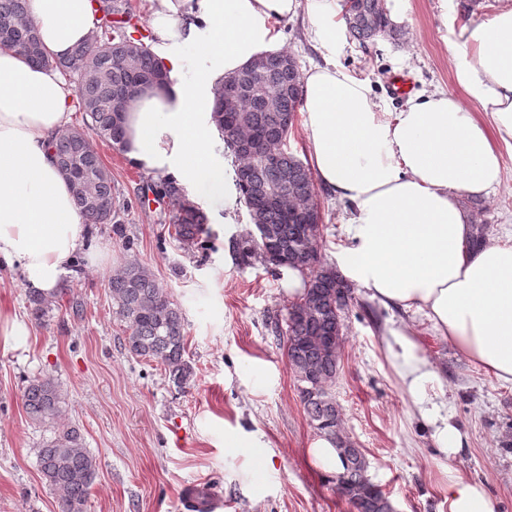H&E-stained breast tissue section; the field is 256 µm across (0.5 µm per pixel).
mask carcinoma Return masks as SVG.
Returning a JSON list of instances; mask_svg holds the SVG:
<instances>
[{"label":"carcinoma","instance_id":"1","mask_svg":"<svg viewBox=\"0 0 512 512\" xmlns=\"http://www.w3.org/2000/svg\"><path fill=\"white\" fill-rule=\"evenodd\" d=\"M97 3L101 22L87 42L68 58L54 60L40 49L28 0H0V46L17 51L35 64L55 67L66 76H78L77 108L87 121L84 127L59 135L54 152L68 180H73L71 168L75 166L86 174L85 184L73 189V194L85 223L95 226L120 224L112 174L93 144L97 138L121 148L125 131L112 120L116 89L133 75L156 86L170 83L151 49L152 37L132 23L129 0ZM342 17L349 38L362 45L393 32L382 0H346ZM281 58L280 54L267 55L262 70L254 72L244 67L236 72L244 79L237 112L239 125L276 147L279 159L275 165L262 164L251 145L237 148L228 142L222 80L213 88L212 119L224 149L234 158L238 199L248 211L250 224L262 226L267 238L276 241L288 255V267L304 275L305 292L289 305L284 317L286 355L307 416L321 436L339 450L344 462V472L337 476L339 489L355 512H390L389 499L367 476L364 453L358 448L344 449L340 411L329 392L339 370L344 319L353 304V288L324 259L322 224L288 220L271 201L276 195L288 200L293 211L311 210L319 216L312 173L288 149L293 120L301 106V73L296 63L284 68ZM152 190L167 200L171 236L188 249L202 244L209 236V219L189 199L184 187L171 178L153 185ZM233 251L243 265L258 260L273 271L280 269L265 258L262 242L250 231L235 240ZM109 288L116 314L128 332L130 351L156 361L176 387H185L193 377V368L184 357L182 312L167 289L136 260L113 271ZM53 303L51 295H29L31 315L40 323L49 317ZM23 400L26 413L45 424L60 416L66 395L54 378L43 376L30 381ZM37 460L46 483L57 496L60 512H85L97 464L79 429L63 430L43 442L37 449Z\"/></svg>","mask_w":512,"mask_h":512}]
</instances>
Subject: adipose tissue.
Instances as JSON below:
<instances>
[{"label": "adipose tissue", "mask_w": 512, "mask_h": 512, "mask_svg": "<svg viewBox=\"0 0 512 512\" xmlns=\"http://www.w3.org/2000/svg\"><path fill=\"white\" fill-rule=\"evenodd\" d=\"M302 11L309 39L335 48L343 34L336 0H156L147 25L161 64L177 73L189 46L213 66L128 103L127 162L161 180L222 183L203 95L254 59L284 52L281 26ZM30 16L53 59L69 56L99 23L93 0H30ZM461 36V94L419 93L392 115L377 111L370 85L336 62L311 66L302 75V133L318 182L354 206L352 243L336 257L342 277L385 307L423 313L488 378L512 384V245L472 250L473 218L458 201L500 185L501 148L512 146V5ZM74 100L59 70L0 47V266L45 295L75 274L77 255L98 254L53 152ZM385 346L414 402L441 390L413 327H390ZM447 500L448 512H498L485 486L461 473L449 480Z\"/></svg>", "instance_id": "obj_1"}]
</instances>
